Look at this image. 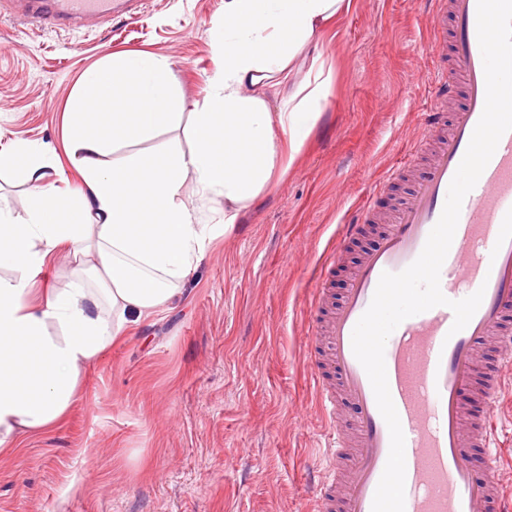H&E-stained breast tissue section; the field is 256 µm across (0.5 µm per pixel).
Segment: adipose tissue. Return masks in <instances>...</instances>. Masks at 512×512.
<instances>
[{"mask_svg": "<svg viewBox=\"0 0 512 512\" xmlns=\"http://www.w3.org/2000/svg\"><path fill=\"white\" fill-rule=\"evenodd\" d=\"M350 0H225L219 67L205 108L186 135L193 146L152 161L106 156L122 141L176 128L181 101L166 59L114 54L88 70L68 132L83 186L45 180L47 158L24 142L0 152L30 188L27 217L0 212V452L52 430L79 396L86 369L132 325L164 308L202 258L208 241L231 231L269 186L284 158H296L330 85L318 43ZM280 96L271 111L266 90ZM123 111L104 110L108 102ZM27 158L14 164L15 155ZM224 200V220L201 224L182 199ZM65 251L67 287L37 294L34 280Z\"/></svg>", "mask_w": 512, "mask_h": 512, "instance_id": "adipose-tissue-1", "label": "adipose tissue"}]
</instances>
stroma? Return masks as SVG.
<instances>
[{
	"label": "stroma",
	"instance_id": "obj_1",
	"mask_svg": "<svg viewBox=\"0 0 512 512\" xmlns=\"http://www.w3.org/2000/svg\"><path fill=\"white\" fill-rule=\"evenodd\" d=\"M429 8L353 0L325 36L329 93L296 163L87 369L62 425L0 453V512H310L323 434L301 328L309 284L351 212L395 208L396 191L372 188L409 154L433 92L418 51ZM223 23L224 0H149L65 31L0 15V146L48 147V181L81 187L63 132L81 78L145 51L170 65L182 126L117 151L188 150Z\"/></svg>",
	"mask_w": 512,
	"mask_h": 512
}]
</instances>
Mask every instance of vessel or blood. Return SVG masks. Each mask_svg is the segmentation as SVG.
I'll return each mask as SVG.
<instances>
[{"label": "vessel or blood", "mask_w": 512, "mask_h": 512, "mask_svg": "<svg viewBox=\"0 0 512 512\" xmlns=\"http://www.w3.org/2000/svg\"><path fill=\"white\" fill-rule=\"evenodd\" d=\"M29 23L53 29L77 20L106 21L142 0H11ZM423 51L436 62V93L408 157L386 177L408 183L391 219L363 206L343 224L330 257L339 262L355 240L370 237L340 300L320 270L306 329L313 341L309 376L324 421V473L314 483L313 512H372L390 434L369 377L352 349L355 325L380 276L420 255L439 220L449 185L482 115L486 82L477 34V0H431ZM440 287L457 301L483 291L467 326L451 333L454 314L437 306L403 321L385 347L389 391L405 436V512H504L505 490L494 451V414L512 370V131L500 139L465 197L442 265ZM481 382V405L462 399ZM480 452L483 474L471 455Z\"/></svg>", "instance_id": "vessel-or-blood-1"}]
</instances>
